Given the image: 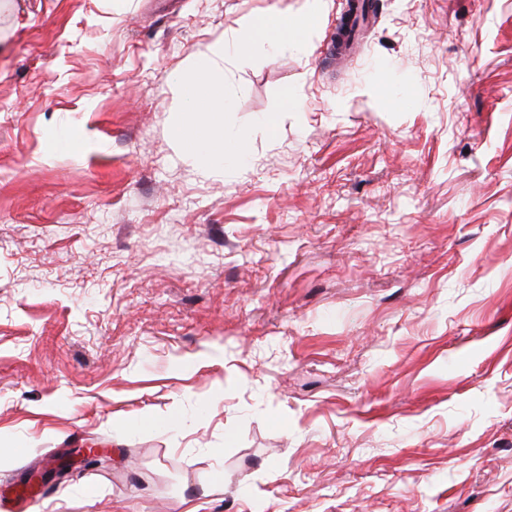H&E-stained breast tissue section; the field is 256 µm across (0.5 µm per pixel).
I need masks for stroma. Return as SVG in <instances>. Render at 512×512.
I'll use <instances>...</instances> for the list:
<instances>
[{"label":"stroma","instance_id":"35a3bbf8","mask_svg":"<svg viewBox=\"0 0 512 512\" xmlns=\"http://www.w3.org/2000/svg\"><path fill=\"white\" fill-rule=\"evenodd\" d=\"M311 2L0 0V512H512V0L341 58L322 0L224 64L243 164L183 153L192 61Z\"/></svg>","mask_w":512,"mask_h":512}]
</instances>
